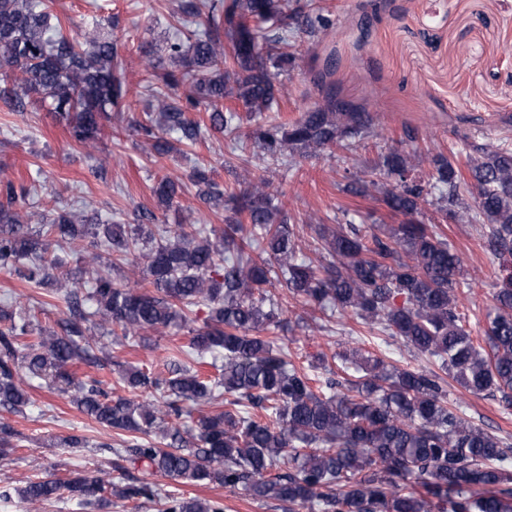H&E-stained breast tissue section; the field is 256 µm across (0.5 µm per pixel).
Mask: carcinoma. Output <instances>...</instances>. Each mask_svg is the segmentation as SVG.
Wrapping results in <instances>:
<instances>
[{"instance_id": "carcinoma-1", "label": "carcinoma", "mask_w": 512, "mask_h": 512, "mask_svg": "<svg viewBox=\"0 0 512 512\" xmlns=\"http://www.w3.org/2000/svg\"><path fill=\"white\" fill-rule=\"evenodd\" d=\"M53 0H0V90L13 112L37 95L70 136L92 146L106 135L102 120L122 111L130 94L124 63L111 41L96 30L63 33ZM190 22L167 43L170 67L158 71L144 57L145 88L157 102L134 123L156 156L175 144L194 145L202 135L191 114L205 109L210 128L232 135L241 116L224 108L230 100L249 116L276 110L288 96L283 77L296 66L286 36L328 35L330 19L315 0H179ZM366 109L328 93L290 124L272 118L251 136L261 158L307 157L369 132ZM176 134V142L167 139ZM427 177L414 156L397 150L351 176L346 191H375L397 225L364 234L355 226L316 224L323 242L318 264L300 261L295 239L308 228L275 203L259 174L239 194L226 193L211 169L197 165L187 180L204 203L224 208V230L164 224L143 208L139 224H91L80 210L52 214L31 210L29 191L11 182L0 203V270L21 273L67 304L61 332L35 327L33 316L13 302L0 306V407L22 412L31 403L24 387L37 378L67 395L86 416L120 437L98 448L112 453V478L83 471L66 481L38 478L15 489L29 505L66 498L101 512L112 500L152 502L158 489L129 474L123 463L177 480L207 481L241 489L254 500H273L294 512H512V447L471 424L448 403L437 373L404 368L357 349L343 355L355 366L346 379L323 366H298L285 348L262 336L284 330L268 287L288 298L350 314L402 339L434 358L438 369L472 394L497 396L512 408V151L488 145L466 162L475 205L460 194L464 180L454 158L434 155ZM183 182L163 177L154 194L159 208H172ZM445 185L443 217L483 220L487 242L509 273L494 293L485 329L487 346L463 324L456 297L460 258L448 249L436 224L418 221L428 187ZM40 225V232L30 224ZM158 229L155 238L149 226ZM56 241L90 240L112 253V266L143 260L147 287H131L110 274L90 271L91 287L60 270L50 250ZM205 304L202 325L189 316ZM185 328L191 361H171L168 377L149 368L119 366L113 382L78 379L71 367H105L104 339L121 332L133 346L143 332ZM224 398L215 414L202 408ZM201 408L195 428L180 421ZM162 512H224L219 500L168 494Z\"/></svg>"}]
</instances>
